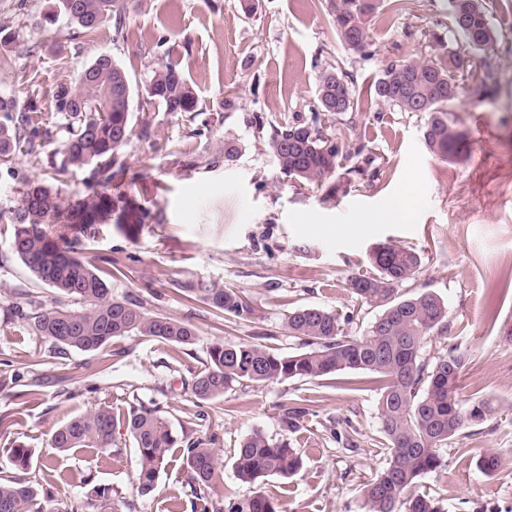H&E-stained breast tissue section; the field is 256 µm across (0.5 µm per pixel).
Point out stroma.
I'll use <instances>...</instances> for the list:
<instances>
[{
    "mask_svg": "<svg viewBox=\"0 0 512 512\" xmlns=\"http://www.w3.org/2000/svg\"><path fill=\"white\" fill-rule=\"evenodd\" d=\"M446 0H415L395 15L381 5L370 26L377 53L347 51L315 0H136L122 30L105 23L87 35L55 13V0H0V24L18 36L0 56V94L41 114L53 134L38 155L0 167V210L17 204L22 180H46L77 197L90 168L57 173L62 135L54 92L75 82L98 55L124 68L130 85L133 134L117 154L108 186L116 204L144 216L135 234L100 227L86 255L115 269V298L142 302L150 313L184 320L194 344L173 346L140 335L113 339L103 353L69 350L57 356L33 335L24 314L63 304L38 281L0 235V476L14 475L9 450H32L29 476L53 469L55 502L83 498V478L111 488L118 512H194L195 498L179 458H171L155 497L139 498L133 481L139 457L124 425L110 451L68 452L51 445L72 417L98 407L158 408L173 428L196 416L193 435L219 452L224 478L215 489L228 500L262 494L282 512H364L362 485L385 465L376 415L377 386L362 372L322 380H277L239 387L201 403L191 384L218 340L245 338L290 355L291 309L317 306L349 316L347 332L364 335L377 311L359 307L347 286L369 271L371 250L396 243L416 252L421 272L405 292L431 291L448 305L450 331L431 337L428 354L460 346L470 360L461 399H488L491 419L466 427L440 454L445 468L426 478L443 512H512V0H494L499 42L490 58L498 78L493 102L458 100L453 110L467 135L463 154L443 161L423 139L426 116L389 106L338 118L342 144L360 155L322 184L281 173L268 148L274 129L310 122L322 70L343 60L356 88L368 86L385 61L435 55L423 36L443 30ZM176 65L198 98L194 113L146 106L143 94L160 61ZM238 153L225 160L224 144ZM414 188L410 222L382 216L386 202ZM223 285L247 296L251 320L230 321L187 299V287ZM305 413L284 428V410ZM260 430L288 438L303 466L293 477L253 486L233 472V449ZM506 458L495 475L479 467L486 450Z\"/></svg>",
    "mask_w": 512,
    "mask_h": 512,
    "instance_id": "35a3bbf8",
    "label": "stroma"
}]
</instances>
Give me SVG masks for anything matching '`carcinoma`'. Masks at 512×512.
I'll use <instances>...</instances> for the list:
<instances>
[{"label":"carcinoma","mask_w":512,"mask_h":512,"mask_svg":"<svg viewBox=\"0 0 512 512\" xmlns=\"http://www.w3.org/2000/svg\"><path fill=\"white\" fill-rule=\"evenodd\" d=\"M66 0H56L59 12L85 33L100 27L98 18L122 16L126 0H76L68 11ZM454 0H448L446 31L433 34L440 51L433 57L409 56L385 63L379 77L360 91L341 62L319 76L318 105L308 123H289L271 135L268 147L280 171L291 179L320 185L336 172L340 159L354 152L342 150L325 117L348 112H370L386 104L401 112H424L423 137L428 148L444 161L460 157L466 134L460 129L452 105L463 94L480 104L494 97L497 77L487 59L474 64V55L488 54L497 44L483 0L478 11L458 21ZM379 0H328V22L347 50L365 58L375 55L369 26ZM462 39L468 53L448 48ZM126 72L119 63L101 55L82 71L74 84L61 83L54 94L55 108L66 133L63 163L92 168L85 192L75 199L61 190L35 181L23 182L20 199L0 224L11 227L12 251L43 284L82 304L79 309L58 306L25 315L33 334L51 341L52 351H96L112 339L131 334L151 336L164 343L187 346L196 339L188 323L149 313L141 303L112 297L107 278L114 275L84 256L85 241L93 239L102 224H115L131 232V209L113 213L112 195L104 185L112 179L117 152L133 134L129 102L119 81ZM346 87L342 107L336 106V88ZM145 100L164 112L196 111L197 97L182 72L161 61L145 88ZM0 166L10 165L20 154L36 155L41 143L39 116L21 109L13 96L0 95ZM369 261L374 271L354 276L348 288L362 304L380 310L365 335L350 336L342 329L334 310L302 307L287 315L288 333L306 350L284 356L277 349L247 339L216 341L205 368L198 372L192 392L200 401H213L238 386L274 380L322 379L343 371L373 374L381 379L377 399L380 445L386 464L363 484L365 512H441L438 501L420 491L422 481L443 466L440 449L466 426L481 424L496 412L487 400L464 404L459 399V380L468 364L466 352L452 348L432 356L424 346L434 335L450 331L448 306L433 292L405 295L402 285L416 277L420 256L397 244H380ZM189 298L202 302L228 318L247 321L253 310L234 288H187ZM125 424L139 455L134 488L141 498L159 492L161 472L173 449H179L187 482L200 512H279V505L263 495L223 501L213 496L221 481L218 454L199 439L177 438L169 421L156 408L144 405L98 407L70 419L52 437L61 452L112 448V432ZM16 475L0 477V512H78L71 505L52 508L44 484L27 477L31 449H10ZM302 465L288 441L270 438L256 430L244 437L234 452V472L243 484L253 485L269 477L288 478ZM504 465L494 450L480 459V469L492 475ZM85 497L98 503L100 512L112 509V489L90 487Z\"/></svg>","instance_id":"cac0c4a2"}]
</instances>
